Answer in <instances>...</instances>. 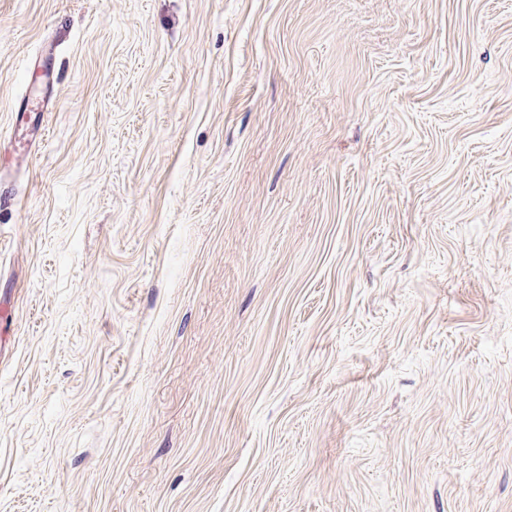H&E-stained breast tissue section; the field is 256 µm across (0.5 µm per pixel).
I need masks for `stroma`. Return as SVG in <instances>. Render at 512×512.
Instances as JSON below:
<instances>
[{"instance_id":"stroma-1","label":"stroma","mask_w":512,"mask_h":512,"mask_svg":"<svg viewBox=\"0 0 512 512\" xmlns=\"http://www.w3.org/2000/svg\"><path fill=\"white\" fill-rule=\"evenodd\" d=\"M0 512H512V0H0ZM29 95L16 98L11 110L15 114L12 132L0 141L4 149L13 156L17 151L18 143H26L28 152L39 148L48 135V113L51 112L50 99L45 100L46 95L35 99ZM45 122V123H44Z\"/></svg>"}]
</instances>
